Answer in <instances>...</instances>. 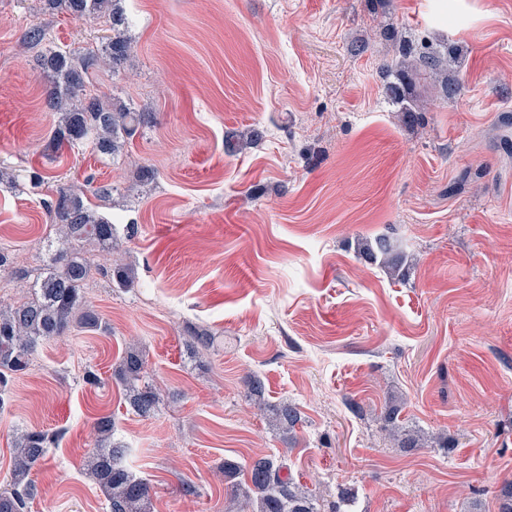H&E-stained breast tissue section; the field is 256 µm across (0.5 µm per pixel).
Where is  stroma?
Here are the masks:
<instances>
[{"mask_svg": "<svg viewBox=\"0 0 512 512\" xmlns=\"http://www.w3.org/2000/svg\"><path fill=\"white\" fill-rule=\"evenodd\" d=\"M122 7L133 52L93 86L157 123L112 159L51 145L56 116L22 45L35 25L57 46L98 45L103 24L0 0V167L17 177L0 185V301L25 300L50 262L56 186L83 190L118 235L114 254L86 251L85 297L108 332L44 342L11 386L0 486L17 433L58 431L28 512H105L84 459L108 414L131 471L153 486L152 512H224L220 465L257 455L287 460L341 512H498L512 479V0ZM392 25L414 47L459 56L448 76L461 96L418 87L415 127L385 94ZM253 127L261 141L225 154L226 136ZM141 166L153 180L138 179ZM381 234L404 249L400 276L356 253ZM116 257L134 265L133 287L111 283ZM197 328L216 340L194 354ZM133 343L164 397L147 418L112 376ZM89 366L100 385L84 382ZM253 373L268 401L298 408L289 436L251 397ZM393 395L422 447L384 431Z\"/></svg>", "mask_w": 512, "mask_h": 512, "instance_id": "1", "label": "stroma"}]
</instances>
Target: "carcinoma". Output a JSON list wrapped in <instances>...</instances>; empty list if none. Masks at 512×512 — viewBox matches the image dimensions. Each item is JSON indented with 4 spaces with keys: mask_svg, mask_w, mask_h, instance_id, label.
I'll return each mask as SVG.
<instances>
[{
    "mask_svg": "<svg viewBox=\"0 0 512 512\" xmlns=\"http://www.w3.org/2000/svg\"><path fill=\"white\" fill-rule=\"evenodd\" d=\"M42 9L65 13L78 21L104 17L112 29V37L97 50L56 48L38 53L45 78V103L57 115L51 134L54 146L87 144L101 155L113 157L123 153L133 132L157 122L156 113L136 110L118 99L109 103L87 92L96 68L110 64L116 69L131 54L132 40L124 32L126 17L121 0H42ZM390 37L398 42V49L395 61L385 64V71L394 74L396 81L389 83L386 91L403 119L415 122L421 117L413 93L421 79H432L444 99L461 94V85L448 78V62L454 60L451 49L429 47L415 53L398 39L397 31H391ZM262 137L258 128L227 137L224 152L239 153ZM48 211L63 242H87L102 250H112L116 238L112 218L87 205L73 189L59 187ZM358 252L366 261L377 262L394 273L403 263V257L395 253L394 245L385 237L360 242ZM91 273V265L79 251L61 248L34 285L31 298L14 305L0 302V411L6 407L10 383L28 370L30 356L40 343L62 336L74 326L87 331L108 330L100 317L86 308L84 289ZM110 277L118 287L129 288L136 280V272L129 264H118L112 268ZM113 376L123 387L134 412L143 417L155 413L160 393L144 381L145 359L138 348L127 347ZM247 384L277 430H294L301 420L294 404L266 400L265 383L256 374L247 377ZM93 431L96 442L87 453L86 467L105 498L107 512H151L152 487L148 479L136 476L126 466L131 448L114 439L112 416L95 419ZM54 443V435L44 430L26 429L17 436L11 479L7 487L0 489V512H25L34 489L32 472L44 464ZM285 470L287 465L282 459L252 460L247 467V482L233 483L225 490L227 512H321L319 499L293 482Z\"/></svg>",
    "mask_w": 512,
    "mask_h": 512,
    "instance_id": "1",
    "label": "carcinoma"
}]
</instances>
